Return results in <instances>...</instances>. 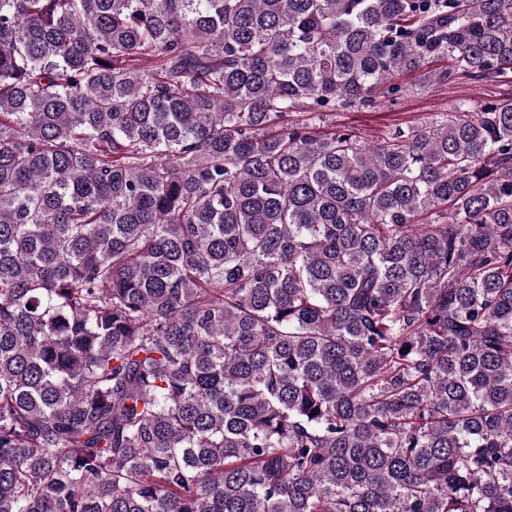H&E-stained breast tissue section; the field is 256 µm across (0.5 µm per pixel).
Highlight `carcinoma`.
<instances>
[{
  "instance_id": "1",
  "label": "carcinoma",
  "mask_w": 512,
  "mask_h": 512,
  "mask_svg": "<svg viewBox=\"0 0 512 512\" xmlns=\"http://www.w3.org/2000/svg\"><path fill=\"white\" fill-rule=\"evenodd\" d=\"M417 72L512 0H0V512H512V95L322 129Z\"/></svg>"
}]
</instances>
